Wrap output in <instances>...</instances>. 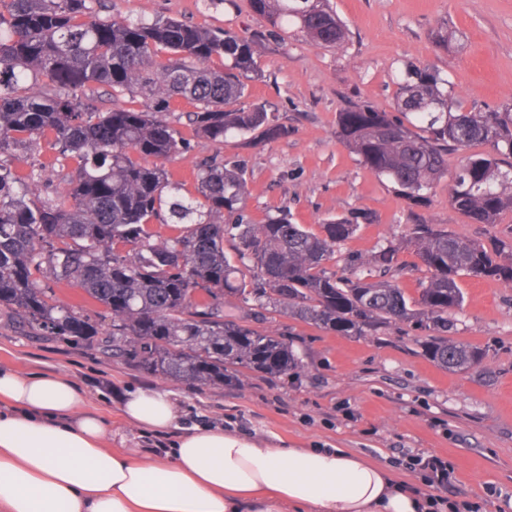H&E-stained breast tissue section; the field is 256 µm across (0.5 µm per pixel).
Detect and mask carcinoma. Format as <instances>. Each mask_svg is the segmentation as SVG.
Returning <instances> with one entry per match:
<instances>
[{
  "label": "carcinoma",
  "mask_w": 512,
  "mask_h": 512,
  "mask_svg": "<svg viewBox=\"0 0 512 512\" xmlns=\"http://www.w3.org/2000/svg\"><path fill=\"white\" fill-rule=\"evenodd\" d=\"M276 24L340 46L346 25L327 0H250ZM101 0H0V307L33 336L82 343L147 374L222 386L245 369L286 376L299 358L276 334L251 326L270 313L343 336L413 324L422 347L452 370L481 365L482 352L448 339V312L462 306L463 276L512 283V243L488 248L439 224H416L405 239L336 271V248L373 220L357 209L319 225L294 224L285 210L260 222L247 211L244 169L216 157L196 163V194H182L164 162L189 141L167 118L173 102L196 134L216 143L261 131L288 134L265 104L248 101L264 77L252 42L174 18L99 17ZM167 51L171 58L158 64ZM223 66H209L213 58ZM394 111L355 103L336 116V141L385 176L409 204L425 206L448 179V202L472 224L512 212V106L449 109L441 71L398 72ZM139 96L140 108L104 109L84 89ZM45 137L54 161H72L64 196H43L35 173H19L13 152ZM451 171L448 156L474 146ZM231 241L232 252L224 250ZM412 250L423 272L418 296L392 278ZM75 284L94 314L57 300L45 274ZM249 307L238 317L224 306Z\"/></svg>",
  "instance_id": "cac0c4a2"
}]
</instances>
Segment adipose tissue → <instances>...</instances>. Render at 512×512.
I'll return each mask as SVG.
<instances>
[{"mask_svg": "<svg viewBox=\"0 0 512 512\" xmlns=\"http://www.w3.org/2000/svg\"><path fill=\"white\" fill-rule=\"evenodd\" d=\"M77 385L0 368V512H430V498L340 448H273L221 428L177 429L170 392L121 398L164 448L111 445Z\"/></svg>", "mask_w": 512, "mask_h": 512, "instance_id": "ef3b65f1", "label": "adipose tissue"}]
</instances>
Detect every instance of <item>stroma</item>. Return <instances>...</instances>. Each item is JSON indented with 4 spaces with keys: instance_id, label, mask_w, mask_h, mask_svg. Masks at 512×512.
Returning a JSON list of instances; mask_svg holds the SVG:
<instances>
[{
    "instance_id": "1",
    "label": "stroma",
    "mask_w": 512,
    "mask_h": 512,
    "mask_svg": "<svg viewBox=\"0 0 512 512\" xmlns=\"http://www.w3.org/2000/svg\"><path fill=\"white\" fill-rule=\"evenodd\" d=\"M350 36L322 46L253 12L249 0H103V19L172 17L252 40L263 80L250 83L251 100L266 104L288 129L268 140L253 133L217 144L187 128V102L173 105L170 121L184 129L187 152L166 168L185 194L195 192V164L219 156L246 173L247 209L254 219L287 210L293 222L317 227L324 219L361 208L373 221L336 255H369L398 241L416 224H441L456 236L493 244L512 239V213L494 224H469L448 202L440 181L427 206L415 207L393 184L360 164L336 140V114L368 101L392 110L394 75L404 64L447 74L454 103L467 110L512 106V0H331ZM448 31L436 46L435 28ZM46 141L17 152L21 173L64 194V172ZM464 302L451 312L452 340L482 348L484 368L454 372L426 358L418 330L406 325L374 336H341L273 315L262 330L284 334L296 351V373L269 378L247 372L222 387H198L135 370L84 345L23 334L0 310V367L25 374L71 378L86 407L111 426L113 447L141 448L121 415L119 396L158 387L171 392L184 426L231 429L277 448H343L389 467L417 489L422 475L407 455L422 451L455 470L446 498L479 503L481 512H512V284L461 277Z\"/></svg>"
}]
</instances>
